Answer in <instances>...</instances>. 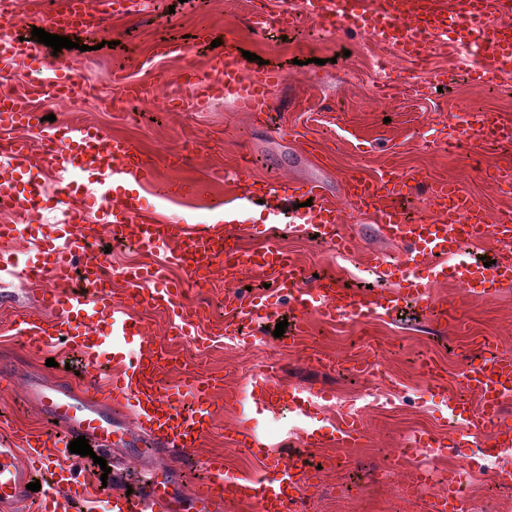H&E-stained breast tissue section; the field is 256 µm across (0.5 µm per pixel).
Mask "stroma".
I'll list each match as a JSON object with an SVG mask.
<instances>
[{
	"label": "stroma",
	"instance_id": "35a3bbf8",
	"mask_svg": "<svg viewBox=\"0 0 512 512\" xmlns=\"http://www.w3.org/2000/svg\"><path fill=\"white\" fill-rule=\"evenodd\" d=\"M278 11L279 0H128L125 10L108 12L101 28L77 35L76 48L56 53L40 46L41 63L14 69L0 82V95L25 93L37 82L52 85V63L69 61L80 83L111 97V110L81 95L66 106L53 105L46 95L35 97L32 108L55 115L56 126L91 123L140 148L152 162L154 180L139 184L137 192L156 220L196 227L212 223L223 215L224 200L235 192L243 169L260 181L319 182L340 211L339 231L351 244L349 252L336 254L288 223H268L257 207L227 230L243 246H278L306 274L335 276L359 293L396 287V277L374 260L395 263L403 260L405 249L384 238L373 211L358 209L349 193L352 179L373 180L396 168L457 184L483 205L490 221L512 212V186L484 177L486 170L512 167V143L486 149L470 143L465 132L471 112H494L512 125V71L491 87L475 81L461 52L447 45H437L424 60L406 61L362 32L329 30L304 15L281 31L274 22ZM258 12L265 19L260 29L252 23ZM202 29L214 42L255 53L248 64L251 75L279 73L268 118L241 111L229 95L203 106L188 96L166 112L127 109L110 74L165 94L181 72L203 67L213 49L200 45L185 57L161 58L157 45L184 41ZM174 151L183 156L176 167L169 163ZM165 183H183L187 190L157 202L155 187ZM169 276L184 288L185 301L203 303L213 320L231 319L224 309L223 274L203 288L190 284L181 270L170 269ZM41 290V284L0 275V371L67 383L65 364L47 366L46 354L27 349L14 332ZM428 291L464 319L467 333L427 321L413 306L394 321L332 322L312 313L305 332L292 339L274 337L272 320L250 345L231 336L213 337L205 368L224 376V409L197 448V458L223 457L225 468L241 476L258 472L262 453L235 446L228 433L243 424L272 450L297 453L318 466L307 491L312 512H432L434 498L445 488L442 475L455 470L461 455L476 450L472 431L459 429L457 449L429 464L434 481L412 494L406 488L417 471L400 461L399 452L416 435L447 431L448 402L464 397L459 380L475 353L473 338H487L499 356L512 357V288L489 295L438 282ZM327 358L336 359V366H324ZM430 360L438 367L433 381L420 370ZM270 365L281 368L288 387L322 389L327 399L317 400L306 418L265 409L242 418L239 399L249 391L253 374ZM353 412L364 427L357 446L303 447L305 428L330 434ZM510 466L512 451L474 462L459 512H512V486L495 488L485 478Z\"/></svg>",
	"mask_w": 512,
	"mask_h": 512
}]
</instances>
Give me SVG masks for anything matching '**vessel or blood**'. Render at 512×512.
I'll list each match as a JSON object with an SVG mask.
<instances>
[{
    "instance_id": "vessel-or-blood-1",
    "label": "vessel or blood",
    "mask_w": 512,
    "mask_h": 512,
    "mask_svg": "<svg viewBox=\"0 0 512 512\" xmlns=\"http://www.w3.org/2000/svg\"><path fill=\"white\" fill-rule=\"evenodd\" d=\"M319 19L331 28L367 27L391 36L399 50L409 56H426L439 32H446L452 47H468L479 60L478 79L491 81L512 68V26L501 23V16L512 13V0H336L327 7L325 0H302L301 12L281 10L279 23H293L298 14ZM89 8L63 10L53 15L47 28L54 33H79L85 28ZM17 19L0 10V60L9 62L31 58L34 42L8 38ZM247 67L246 59L234 48L214 55L205 69H194L186 85L199 96L223 97L232 90L234 101L245 112L270 111L271 90L278 84L268 72L252 83L239 80ZM42 86H31L24 97L0 98V127H35L41 133L42 150L32 154L25 141L10 143V161L0 167V205L21 216L41 213L48 197L36 171L54 169L63 174L58 193L67 195L71 181L88 177L95 186L89 194L103 197V223L79 224L73 209H64V220L49 225L37 239L41 259L20 273L28 282H43L47 288L37 306L16 328L26 347L44 351L58 346L82 358L79 386L62 385L47 379L25 378L20 384L22 397L40 417L53 423V431L25 432L19 443L0 439V512H21L31 496L28 488L42 471H49L54 492L45 493L38 512H73L81 486V465L65 454L70 441L85 437L97 450L111 452L113 435L130 436L137 447L166 446L187 458L199 448L216 424L212 407L214 393L223 389L224 378L201 375L197 369H183L186 382L175 388L168 382L172 369L180 367L158 341L148 322L136 308H170L174 317L169 330L175 336H194L205 312L183 302V291L167 283L156 270L139 267L121 272L130 287L126 296H117L112 275L105 265L89 254L85 239L107 235L112 239H132L162 253L165 262L179 267L197 286L208 284L216 271L233 277L250 272L272 281L273 290L248 300L230 293L224 307L252 322L267 319L289 297L299 314L312 311L330 319L378 316L396 318L409 302H419L429 318L441 321L448 316V304L431 297L426 280H446L465 288L489 286L490 290L512 284V222L489 223L483 206L455 184L443 182L429 187L428 201L436 219L408 223L394 206L395 198L412 194L424 186L405 174L390 172L377 181L358 180L352 198L358 206L376 210L384 235L405 247V265L415 269L412 277H401L390 290L357 294L343 288L336 279L321 277L312 282L301 279L288 255L268 245L242 248L222 224L192 228L179 223H160L146 213L140 196L126 191L127 182L143 183L153 178L152 168L142 151L129 140L105 135L99 128L81 124L56 129L45 125L40 113L30 106L31 97L43 95ZM469 136L480 146L497 144L512 135V128L489 113L474 114ZM311 199V206L294 213L296 231L316 228L328 239H336L338 212L315 181L287 185L270 181H245L239 193L226 199L225 214H232L256 203H264L273 214L289 210L295 199ZM493 237L497 251L492 265L462 264L455 256L466 244ZM426 278H418V271ZM112 365L108 387H101V360ZM181 368V367H180ZM464 391L476 397L479 406L458 401L451 415L474 432L492 428L494 443L485 455L512 447V423L497 421L506 399L512 398V360L492 357L470 365L462 375ZM250 396L256 406H301L296 391L285 387L276 370L256 375ZM130 422H123L124 412ZM362 437L357 417H350L337 433L326 435L308 429L303 436L307 448L329 444L353 447ZM414 446L420 456L433 460L444 455L447 437L419 436ZM203 479L194 481L188 491L195 512H217L220 505L243 503L257 506L259 512H302L306 490L314 479L312 472L286 463L282 454L267 453L261 473L242 477L225 470L221 459H207ZM460 499L456 477L433 504V512H456ZM107 512H181L180 498L165 483L138 482L132 492L112 489L107 495Z\"/></svg>"
}]
</instances>
